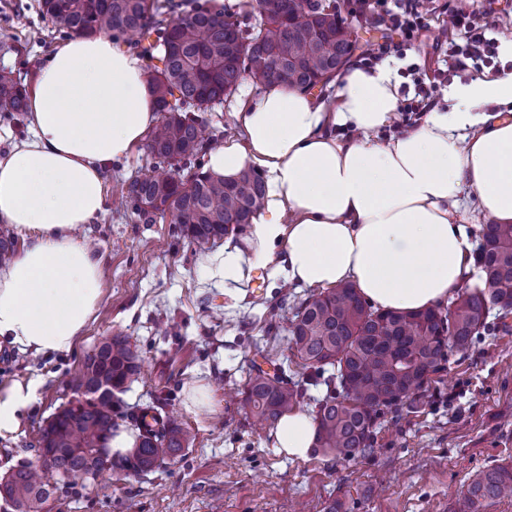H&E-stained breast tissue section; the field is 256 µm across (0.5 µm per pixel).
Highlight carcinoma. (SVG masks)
<instances>
[{
    "label": "carcinoma",
    "instance_id": "1",
    "mask_svg": "<svg viewBox=\"0 0 512 512\" xmlns=\"http://www.w3.org/2000/svg\"><path fill=\"white\" fill-rule=\"evenodd\" d=\"M39 14L68 36L156 35L146 53L157 55L162 66L146 70V83L161 120L146 150L155 164L173 172L137 176L121 187V198L146 222L170 217L198 246L252 223L265 195L264 178L254 169L227 183L204 169L199 113L232 96L246 74L304 92L324 88L350 61L358 41L336 4L324 0H254L243 19L227 5L217 10L197 0H41ZM28 100L27 87L1 71L0 121L17 119ZM481 234L479 264L489 287L457 294L445 313L378 310L350 285L312 293L299 303L288 323L291 350L312 370L308 379L330 387L317 403L315 447L342 459L373 451L385 410L422 402L431 375L488 329L491 309L501 319L512 313V224H485ZM15 246L11 232L1 227L0 262L15 254ZM330 368L336 373L328 376ZM140 374V350L126 336H114L87 354L68 380L72 397L85 402L68 401L43 429L55 449L52 463L10 468L0 477V501L43 512L70 478L89 476L96 449L109 447L115 418L124 417L119 394ZM306 396L284 367L254 364L243 403L260 425L273 427ZM164 409L161 403L134 416L140 433L130 468L137 473L192 444L190 432L163 417ZM151 412L155 428L143 423ZM505 497H512V461L477 471L458 507L448 512H486Z\"/></svg>",
    "mask_w": 512,
    "mask_h": 512
}]
</instances>
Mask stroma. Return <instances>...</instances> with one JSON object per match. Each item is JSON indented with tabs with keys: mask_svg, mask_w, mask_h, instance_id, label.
<instances>
[{
	"mask_svg": "<svg viewBox=\"0 0 512 512\" xmlns=\"http://www.w3.org/2000/svg\"><path fill=\"white\" fill-rule=\"evenodd\" d=\"M452 6L483 10L491 37L512 28V0H434L416 41L388 56L400 98L414 97L417 80L436 79L435 104L443 107L450 86L512 69V58L499 50L491 64L453 67L449 54L465 38L448 28ZM63 40L40 17L38 0H0V70L32 84L33 60H46ZM263 91L244 77L234 96L203 113L205 138L218 145L240 137L237 104L256 101ZM153 165L142 146L113 162L104 178L105 209L81 230L106 278L72 350L36 355L0 344V396L18 385L35 388L16 428L0 432V474L37 462L42 428L72 396L70 374L87 352L118 334L136 342L143 358L141 379L121 396L124 409L165 397L167 414L191 432L193 445L138 474L129 455L115 456L97 480L62 488L46 512H327L333 503L340 512H448L474 473L512 456V315L434 374L427 405L386 411L373 452L350 460L315 450L304 460L279 453L269 429L254 425L241 405L240 392L261 354L300 373L287 327L309 291L263 269L225 284L217 257L225 246L242 244L243 235L198 247L169 219L147 224L118 205L116 185L152 173ZM195 385L212 393L213 405H191Z\"/></svg>",
	"mask_w": 512,
	"mask_h": 512,
	"instance_id": "stroma-1",
	"label": "stroma"
}]
</instances>
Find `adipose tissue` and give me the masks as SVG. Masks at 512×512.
I'll use <instances>...</instances> for the list:
<instances>
[{"mask_svg": "<svg viewBox=\"0 0 512 512\" xmlns=\"http://www.w3.org/2000/svg\"><path fill=\"white\" fill-rule=\"evenodd\" d=\"M389 63L352 65L327 103L284 84L268 86L235 118L241 139L211 149L208 168L265 176L250 238L226 249L219 270L249 269L309 288L353 284L374 307L447 306L461 283L484 274L461 196L489 222L512 223V70L449 89L447 108L389 142L377 131L398 102ZM142 63L110 36L61 43L38 72L27 136L0 154V223L28 241L0 267V341L20 352L70 351L102 296L103 267L77 235L104 206V173L157 124ZM317 433L294 410L272 431L277 451L307 458Z\"/></svg>", "mask_w": 512, "mask_h": 512, "instance_id": "obj_1", "label": "adipose tissue"}]
</instances>
